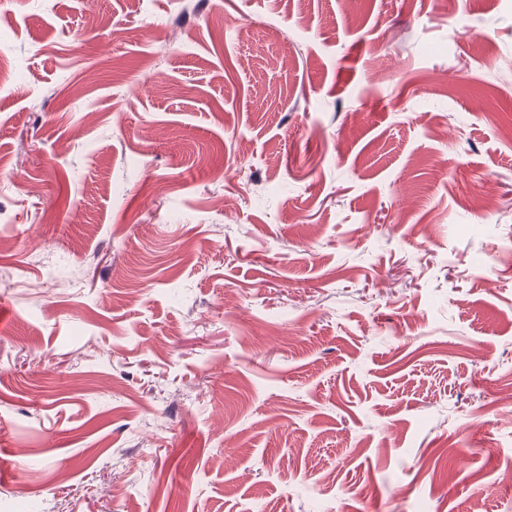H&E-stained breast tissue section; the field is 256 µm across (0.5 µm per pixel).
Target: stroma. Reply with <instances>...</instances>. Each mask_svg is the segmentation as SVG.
Here are the masks:
<instances>
[{
	"label": "stroma",
	"instance_id": "stroma-1",
	"mask_svg": "<svg viewBox=\"0 0 512 512\" xmlns=\"http://www.w3.org/2000/svg\"><path fill=\"white\" fill-rule=\"evenodd\" d=\"M503 58L512 0H0V512H512Z\"/></svg>",
	"mask_w": 512,
	"mask_h": 512
}]
</instances>
